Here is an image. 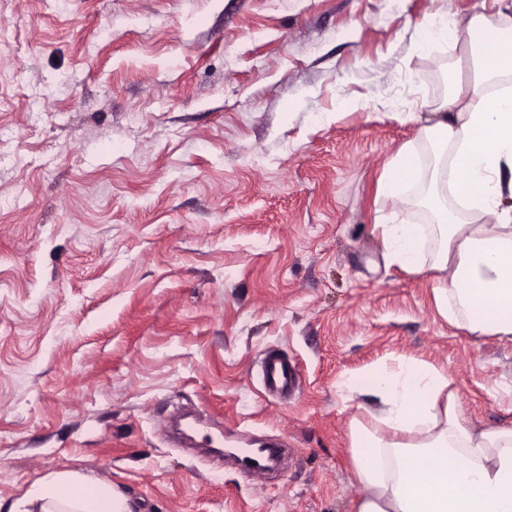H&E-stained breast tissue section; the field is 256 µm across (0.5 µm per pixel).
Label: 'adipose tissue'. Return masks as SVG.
<instances>
[{
	"label": "adipose tissue",
	"mask_w": 512,
	"mask_h": 512,
	"mask_svg": "<svg viewBox=\"0 0 512 512\" xmlns=\"http://www.w3.org/2000/svg\"><path fill=\"white\" fill-rule=\"evenodd\" d=\"M467 24L477 58L473 78L457 84L451 112L423 130L453 152L460 221L428 189L420 148L404 146L381 175L380 195L425 208L427 224L379 225L390 265L438 272V313L473 337L512 341V95L488 96L490 78L512 74V0ZM377 399L373 425L350 428L353 474L362 488L355 512H512V428H483L463 416L444 370L416 359L380 364L346 382ZM52 495L33 485L8 512H138L109 484L78 473L50 477Z\"/></svg>",
	"instance_id": "adipose-tissue-1"
}]
</instances>
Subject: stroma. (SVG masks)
<instances>
[{"instance_id":"stroma-1","label":"stroma","mask_w":512,"mask_h":512,"mask_svg":"<svg viewBox=\"0 0 512 512\" xmlns=\"http://www.w3.org/2000/svg\"><path fill=\"white\" fill-rule=\"evenodd\" d=\"M484 5L0 0V504L75 472L140 512H354L371 401L345 382L396 359L512 424V342L449 325L376 231L423 223L377 181L474 72L415 31ZM271 350L299 370L285 399ZM172 403L284 443L283 467L175 447ZM262 385L268 395L291 393L297 383V373L292 365L274 355H267L262 363Z\"/></svg>"}]
</instances>
